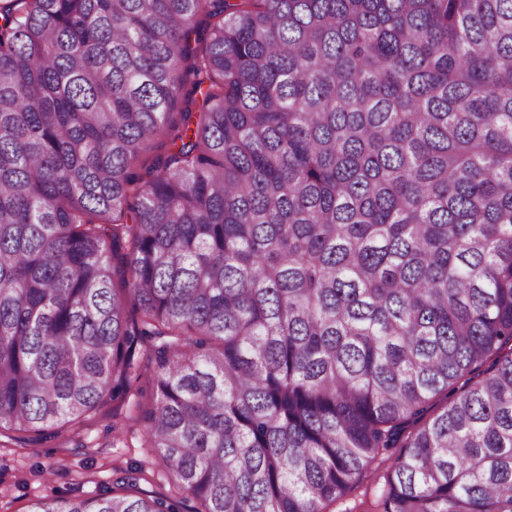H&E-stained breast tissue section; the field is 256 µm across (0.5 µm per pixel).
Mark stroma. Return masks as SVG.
I'll list each match as a JSON object with an SVG mask.
<instances>
[{
	"mask_svg": "<svg viewBox=\"0 0 512 512\" xmlns=\"http://www.w3.org/2000/svg\"><path fill=\"white\" fill-rule=\"evenodd\" d=\"M154 368L141 366L137 390L128 398L108 402L86 422L40 442L0 434V512H29L37 501L95 496L102 492L162 497L169 476L153 449L141 445L138 407L150 403ZM122 428L125 444L113 446V428ZM137 468L141 478L129 488L122 479Z\"/></svg>",
	"mask_w": 512,
	"mask_h": 512,
	"instance_id": "obj_1",
	"label": "stroma"
}]
</instances>
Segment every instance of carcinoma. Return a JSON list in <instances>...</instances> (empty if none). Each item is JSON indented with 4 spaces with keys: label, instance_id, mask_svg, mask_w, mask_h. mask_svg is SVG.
Listing matches in <instances>:
<instances>
[{
    "label": "carcinoma",
    "instance_id": "cac0c4a2",
    "mask_svg": "<svg viewBox=\"0 0 512 512\" xmlns=\"http://www.w3.org/2000/svg\"><path fill=\"white\" fill-rule=\"evenodd\" d=\"M146 340L169 504L31 512H512V0H0V434ZM379 487L373 482L366 484L342 501L330 505L327 510L335 512H373L378 499Z\"/></svg>",
    "mask_w": 512,
    "mask_h": 512
}]
</instances>
